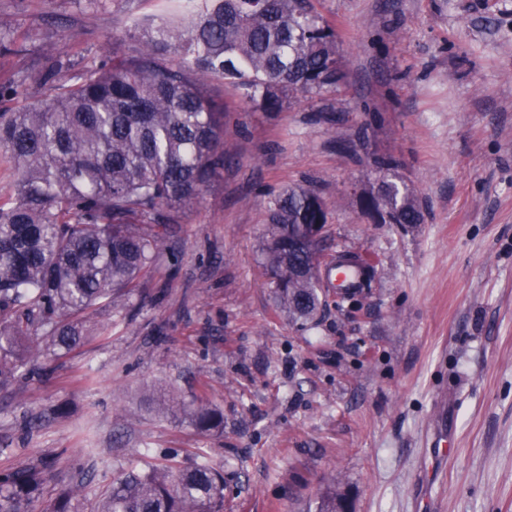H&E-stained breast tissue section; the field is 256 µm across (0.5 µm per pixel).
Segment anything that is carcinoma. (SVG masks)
Wrapping results in <instances>:
<instances>
[{"label":"carcinoma","instance_id":"carcinoma-1","mask_svg":"<svg viewBox=\"0 0 512 512\" xmlns=\"http://www.w3.org/2000/svg\"><path fill=\"white\" fill-rule=\"evenodd\" d=\"M190 2L177 24L133 20L136 55L114 51L74 74L48 60L50 93L39 103L21 96L18 81L0 83V104L12 103L0 110V158L11 170L0 192V388L25 375L36 336L58 355L82 347L86 314L139 287L179 211L224 169L226 109L205 79H223L247 104L277 112L285 97L320 96L343 77L336 34L312 0ZM375 166L388 223H419L414 194L389 179L397 163L379 157ZM322 205L300 186L269 205L265 264L278 279L279 307L297 319L314 318L321 297L314 277L296 275L304 257L288 249V230L322 223ZM161 406L188 414L201 431L222 423L218 411L176 394ZM44 481L40 466L0 471V512H25ZM343 498L333 485L315 512H337ZM51 512L84 508L66 488ZM94 512H224V473L155 466L112 483Z\"/></svg>","mask_w":512,"mask_h":512}]
</instances>
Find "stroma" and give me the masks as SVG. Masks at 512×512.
<instances>
[{"label": "stroma", "instance_id": "stroma-1", "mask_svg": "<svg viewBox=\"0 0 512 512\" xmlns=\"http://www.w3.org/2000/svg\"><path fill=\"white\" fill-rule=\"evenodd\" d=\"M344 78L277 112L229 108L232 161L179 213L141 288L98 304L88 339L42 375L0 390V470L50 462L27 506L80 486L85 505L130 472L205 458L224 512H312L334 485L355 512H512V0H314ZM160 0H0L23 43L0 80L45 98L46 59L79 71L135 53L131 17ZM422 206L418 224H374V158ZM315 189L331 251L370 280L328 295L315 322L277 304L263 258L272 197ZM174 393L223 416L203 432L165 416Z\"/></svg>", "mask_w": 512, "mask_h": 512}]
</instances>
